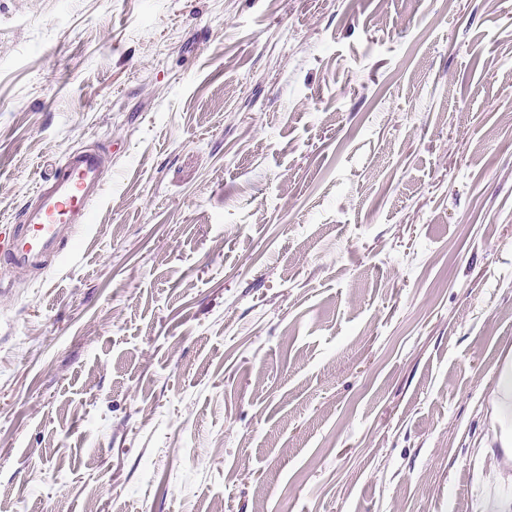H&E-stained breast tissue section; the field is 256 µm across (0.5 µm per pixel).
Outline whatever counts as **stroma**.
I'll list each match as a JSON object with an SVG mask.
<instances>
[{"label": "stroma", "instance_id": "1", "mask_svg": "<svg viewBox=\"0 0 512 512\" xmlns=\"http://www.w3.org/2000/svg\"><path fill=\"white\" fill-rule=\"evenodd\" d=\"M0 512L512 502V0H0ZM102 158L89 151L74 152L59 160L43 183L36 203L0 234V265L14 266L47 254L58 256L66 242L64 224H89L91 207L102 192Z\"/></svg>", "mask_w": 512, "mask_h": 512}]
</instances>
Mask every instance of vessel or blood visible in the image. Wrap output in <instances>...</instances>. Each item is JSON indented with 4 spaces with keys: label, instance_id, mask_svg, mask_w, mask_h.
I'll return each mask as SVG.
<instances>
[{
    "label": "vessel or blood",
    "instance_id": "obj_1",
    "mask_svg": "<svg viewBox=\"0 0 512 512\" xmlns=\"http://www.w3.org/2000/svg\"><path fill=\"white\" fill-rule=\"evenodd\" d=\"M101 157L89 151L74 152L59 160L43 177L33 206L18 224L0 235V265L14 266L48 254H60L65 243L63 224H86L91 207L102 192Z\"/></svg>",
    "mask_w": 512,
    "mask_h": 512
}]
</instances>
